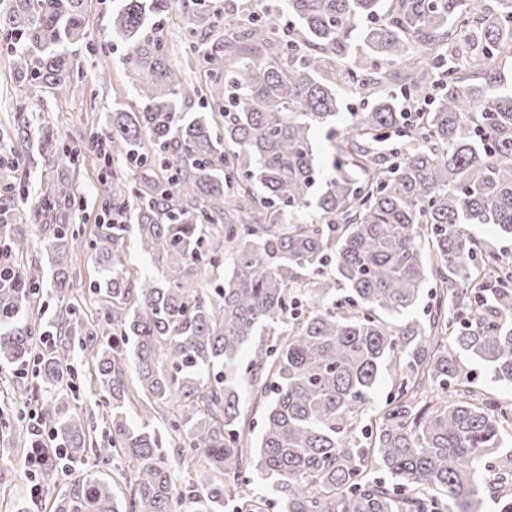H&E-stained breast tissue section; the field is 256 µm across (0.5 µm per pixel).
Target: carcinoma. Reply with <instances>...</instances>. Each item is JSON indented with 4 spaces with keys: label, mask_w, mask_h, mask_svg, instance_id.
Here are the masks:
<instances>
[{
    "label": "carcinoma",
    "mask_w": 512,
    "mask_h": 512,
    "mask_svg": "<svg viewBox=\"0 0 512 512\" xmlns=\"http://www.w3.org/2000/svg\"><path fill=\"white\" fill-rule=\"evenodd\" d=\"M83 2L12 0L0 42L19 81L67 94L61 73L84 32ZM197 2L180 7L191 35L208 37L216 25ZM173 7L112 0V41L126 46L137 101L113 109L86 145L105 140L114 161L104 206L119 223L87 288L112 299L105 322L70 312L54 345L43 344L32 315L41 268L27 261L28 239L0 224L13 256L11 286L0 288V364L33 358L38 388L61 390L78 347L110 434L94 449L80 413L51 412L54 434L74 455L91 448L123 462L124 501L91 474L56 512H181L177 477L190 471L194 512H267L252 473L280 512H424L426 493L457 512H481L487 497L512 512V451L500 453L512 408L481 393L461 360H483L512 386V270L463 230L491 224L512 236V88L501 89L512 0H284L298 22L286 32L276 13L246 18L229 4L208 48L189 43L209 76L191 87L158 31ZM435 75L442 87L428 108L400 111L398 96H425ZM350 87L375 99L349 113L338 139ZM193 96L199 110L185 121L178 103ZM41 145L75 160L51 132ZM131 203L155 277L126 267ZM310 208L317 219H300ZM85 246L75 225H53L62 299ZM429 282L428 321L390 323ZM258 335L273 344L249 363L266 401L248 451L237 367ZM384 374L385 405L359 436ZM159 405L171 408L163 432L149 422Z\"/></svg>",
    "instance_id": "1"
}]
</instances>
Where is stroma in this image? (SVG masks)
<instances>
[{"mask_svg": "<svg viewBox=\"0 0 512 512\" xmlns=\"http://www.w3.org/2000/svg\"><path fill=\"white\" fill-rule=\"evenodd\" d=\"M85 40L87 49L73 53L66 81L72 92L57 95L52 89L19 82L6 50H0V216L31 238L29 261L47 266L46 249L52 238L53 224L80 226L87 241L74 261L75 283L87 288L97 276V257L109 239L101 218L106 188L101 180L102 159L83 152L77 166L48 158L40 148L41 132L51 131L60 139L82 145L91 132L105 127L116 102L132 103L134 91L129 74L122 65L124 49L109 38L112 0H85ZM191 18L181 10H172L161 21L159 30L174 51L171 67L185 85L204 81L202 70L188 64L186 49L190 41ZM23 172L28 202L10 197L3 186L12 180L13 169ZM69 198L70 204L53 219L33 221L31 211L45 195ZM68 363L74 371L73 385L67 389L69 411L82 414L93 435L103 441L108 427L88 385V367L78 350H70ZM34 435L18 437L11 429L0 428V512H51L53 501L71 481L91 472H111L108 464L93 458H75L71 462L53 460L51 466L38 469L27 479L15 466L16 457L34 442Z\"/></svg>", "mask_w": 512, "mask_h": 512, "instance_id": "stroma-1", "label": "stroma"}]
</instances>
